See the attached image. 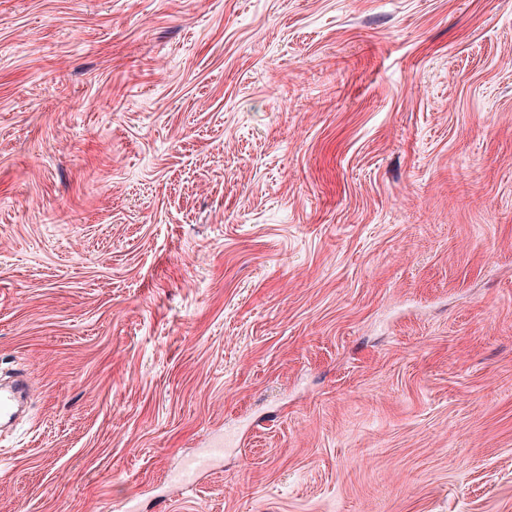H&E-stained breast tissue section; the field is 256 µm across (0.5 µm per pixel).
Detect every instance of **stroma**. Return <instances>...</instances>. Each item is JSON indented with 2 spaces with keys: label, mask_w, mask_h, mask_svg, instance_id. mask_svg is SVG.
I'll list each match as a JSON object with an SVG mask.
<instances>
[{
  "label": "stroma",
  "mask_w": 512,
  "mask_h": 512,
  "mask_svg": "<svg viewBox=\"0 0 512 512\" xmlns=\"http://www.w3.org/2000/svg\"><path fill=\"white\" fill-rule=\"evenodd\" d=\"M17 371L0 512H512V0H0ZM222 447L223 443L220 442L204 454L186 459L176 477L179 484L184 488H192L196 484L195 477L197 474L213 465L215 458Z\"/></svg>",
  "instance_id": "obj_1"
}]
</instances>
